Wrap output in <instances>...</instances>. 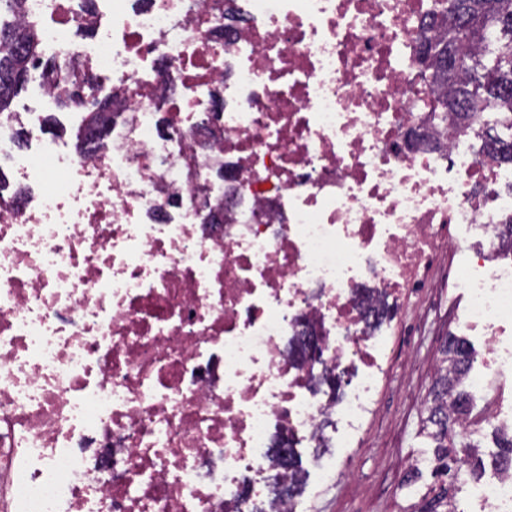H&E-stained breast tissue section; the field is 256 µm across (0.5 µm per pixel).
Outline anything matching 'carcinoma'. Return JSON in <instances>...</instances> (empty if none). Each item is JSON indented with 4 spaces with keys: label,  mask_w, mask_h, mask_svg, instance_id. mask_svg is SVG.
Returning a JSON list of instances; mask_svg holds the SVG:
<instances>
[{
    "label": "carcinoma",
    "mask_w": 512,
    "mask_h": 512,
    "mask_svg": "<svg viewBox=\"0 0 512 512\" xmlns=\"http://www.w3.org/2000/svg\"><path fill=\"white\" fill-rule=\"evenodd\" d=\"M441 22L437 39L422 45L426 71L433 82L448 85L439 95L433 112H457L478 117L494 108L512 112V0H441ZM43 68L60 70L56 63L43 60L41 47L30 29L0 25V114L11 108L14 98L29 81L32 71ZM87 117L80 135L101 138L99 124L101 102L86 103ZM482 139L481 153L495 160L512 163V143L490 134ZM443 366L429 392L428 416L423 426L428 446L423 450L432 469L434 485L410 507V512H456L455 492L460 479L448 478V472L475 478L484 470L478 457V445L461 440L448 423L469 416L475 402L466 389L472 351L466 339L450 336L443 350Z\"/></svg>",
    "instance_id": "cac0c4a2"
}]
</instances>
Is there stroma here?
I'll list each match as a JSON object with an SVG mask.
<instances>
[{"instance_id":"stroma-1","label":"stroma","mask_w":512,"mask_h":512,"mask_svg":"<svg viewBox=\"0 0 512 512\" xmlns=\"http://www.w3.org/2000/svg\"><path fill=\"white\" fill-rule=\"evenodd\" d=\"M461 289L440 277L408 300L397 324L395 353L381 379L364 445L331 479L312 483L300 496L303 512H404L433 481L423 472L412 487L404 478L420 454L427 397L443 359L448 334L458 333L465 305Z\"/></svg>"}]
</instances>
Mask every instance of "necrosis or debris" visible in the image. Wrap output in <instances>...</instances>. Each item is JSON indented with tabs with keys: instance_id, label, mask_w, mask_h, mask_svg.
Instances as JSON below:
<instances>
[{
	"instance_id": "necrosis-or-debris-1",
	"label": "necrosis or debris",
	"mask_w": 512,
	"mask_h": 512,
	"mask_svg": "<svg viewBox=\"0 0 512 512\" xmlns=\"http://www.w3.org/2000/svg\"><path fill=\"white\" fill-rule=\"evenodd\" d=\"M436 3L25 0L106 134L47 132L64 89L41 70L37 108L0 119L21 192L0 200V512H298L268 488L308 473L268 449L354 447L388 352L372 315L462 232L470 385L512 430V165L426 120ZM466 486L469 512H512V470Z\"/></svg>"
}]
</instances>
